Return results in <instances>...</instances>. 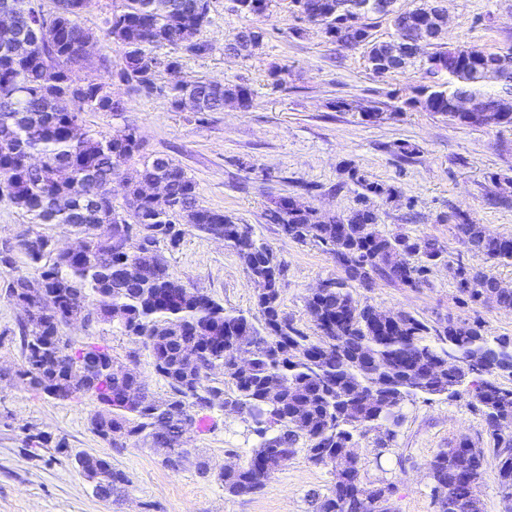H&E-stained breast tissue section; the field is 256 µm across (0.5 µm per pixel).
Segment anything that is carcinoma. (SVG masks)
Listing matches in <instances>:
<instances>
[{"instance_id":"carcinoma-1","label":"carcinoma","mask_w":512,"mask_h":512,"mask_svg":"<svg viewBox=\"0 0 512 512\" xmlns=\"http://www.w3.org/2000/svg\"><path fill=\"white\" fill-rule=\"evenodd\" d=\"M90 0H55L47 16L29 5L18 16L16 34L31 44L26 55H15L0 37V181L13 187L10 204L34 224H67L83 238L86 251L69 257L56 251L49 237L33 228L20 235L0 264L27 259L21 276L44 288L47 302L34 294L28 299L31 319L20 324L23 368L18 376L39 393L57 400L89 395L97 403L90 429L114 448L143 441L166 448L179 460L188 457L179 441L181 423L195 413L218 407L254 419L257 444L246 459L220 473L224 491L242 496L261 490L265 481L294 456L303 441L308 459L337 468L341 449L354 437L378 433L377 447L394 445L401 425L402 404L418 394L454 396L466 376L457 370L464 360L486 364L469 393L480 406L497 459L495 480L504 501L512 503V387L495 375H512V338L489 336L481 322L448 319L430 327L407 312L379 319V312L356 299L345 283L331 282L306 300L318 334L296 327L283 312L280 288L266 280H281L283 266L268 245L221 211L199 204L194 180L172 160L155 157L143 164L148 180L168 183L162 198L147 197L121 179V166L139 153L141 141L127 125L115 134L83 140L70 136L69 127L83 122L85 112H122L124 106L100 83H83L78 72L89 64L82 45L91 34L79 17ZM233 11L262 18L271 0H232ZM322 3L320 26L333 42L364 38L368 61L378 60L389 47L372 38L374 15L365 14L363 28L349 32L336 14V0ZM209 19V0H124L121 10L107 19L105 37L118 49L122 64L112 77L151 93L160 66L179 67L178 59L163 61L156 49L169 46L202 56L210 45L197 38ZM512 92V67L450 70L448 80L432 82L405 101L427 112L466 126H489L466 112L453 111L456 98ZM172 105L190 95L198 112H222L228 103L251 106L252 91L244 84L196 80L169 90ZM40 155L43 167L27 170L22 160ZM64 163L70 179L58 182L53 166ZM366 193L361 207L342 215H321L294 196L279 197L266 219L288 238L301 244L319 243L331 253L348 278L369 287L374 277L418 288L431 268L444 262L446 249L438 240L387 235L378 230V215L367 204L368 194L392 196L393 190L358 179ZM123 200L128 223H112L115 201ZM470 251L493 264L512 261V235L493 236L460 211L445 216ZM213 236L224 230V244L236 253L257 285V314L226 310L207 293L197 295L169 272L160 243L176 248L186 230ZM101 235L88 237L87 230ZM148 255L158 270L126 280L116 279ZM417 258L419 263L411 262ZM496 277L484 269L459 266L458 292L475 304L512 307V291L494 293ZM112 324L134 336L150 351L155 372L168 386L164 398L146 401L126 398L130 377L112 371L109 347L86 342L74 348L62 329L73 318ZM243 350L250 359L245 370L235 368L234 355ZM220 372L233 386L228 395L203 381ZM485 451L468 439L440 450L430 464L432 495L440 512H480L472 499L473 485L483 479ZM359 461L348 462L345 476H336L318 512H391L393 486L364 487ZM95 485L105 492L128 482L126 475L100 459Z\"/></svg>"}]
</instances>
